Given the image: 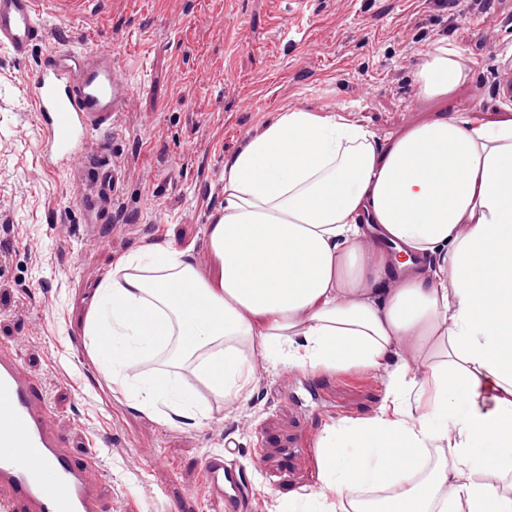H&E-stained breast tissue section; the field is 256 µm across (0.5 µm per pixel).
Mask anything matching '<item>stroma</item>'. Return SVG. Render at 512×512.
I'll use <instances>...</instances> for the list:
<instances>
[{
  "label": "stroma",
  "mask_w": 512,
  "mask_h": 512,
  "mask_svg": "<svg viewBox=\"0 0 512 512\" xmlns=\"http://www.w3.org/2000/svg\"><path fill=\"white\" fill-rule=\"evenodd\" d=\"M490 6L449 24L427 0H97L77 17L47 15L58 39L28 58L0 50V347L17 346L41 381L70 451L100 455L89 480L101 512H216L202 466L227 446L253 470L249 512H276L281 496L315 484L324 425L377 411L379 374L313 376L266 362L246 402L213 404L202 426L166 424L113 392L85 346V318L116 262L150 244L192 248L200 273L217 274L207 230L224 160L278 112H336L381 143L440 117L511 119L495 82L501 54H512V0ZM100 37L137 90L108 135L102 159L120 179L112 221L93 243L70 179L40 161L27 87L51 46ZM442 38L472 78L431 98L415 72Z\"/></svg>",
  "instance_id": "stroma-1"
}]
</instances>
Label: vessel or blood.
Here are the masks:
<instances>
[{
	"instance_id": "b4317fda",
	"label": "vessel or blood",
	"mask_w": 512,
	"mask_h": 512,
	"mask_svg": "<svg viewBox=\"0 0 512 512\" xmlns=\"http://www.w3.org/2000/svg\"><path fill=\"white\" fill-rule=\"evenodd\" d=\"M83 0H0V49L23 60L47 39L48 8L65 13ZM134 84L119 72L110 47L85 43L51 51L32 71L30 98L44 136L40 154L55 173L84 177L89 187L73 198L92 238L112 215L118 175L102 163L84 168L94 135L108 132L126 112ZM42 384L21 374L16 348L0 349V485L11 492L0 512H97L85 481L91 458H75L42 408ZM203 477L209 501L223 505L226 484L238 490V512H248L251 481L224 451L207 454Z\"/></svg>"
}]
</instances>
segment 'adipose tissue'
Masks as SVG:
<instances>
[{"instance_id": "1", "label": "adipose tissue", "mask_w": 512, "mask_h": 512, "mask_svg": "<svg viewBox=\"0 0 512 512\" xmlns=\"http://www.w3.org/2000/svg\"><path fill=\"white\" fill-rule=\"evenodd\" d=\"M470 77L438 42L416 79L448 95ZM208 227L220 263L191 248L128 254L101 283L84 336L133 407L201 425L245 400L256 358L314 375L382 374L370 417L326 424L317 482L277 512H512V119L416 125L379 145L333 112L285 111L224 162ZM182 374L130 370L159 357ZM449 447L427 465L425 452Z\"/></svg>"}]
</instances>
